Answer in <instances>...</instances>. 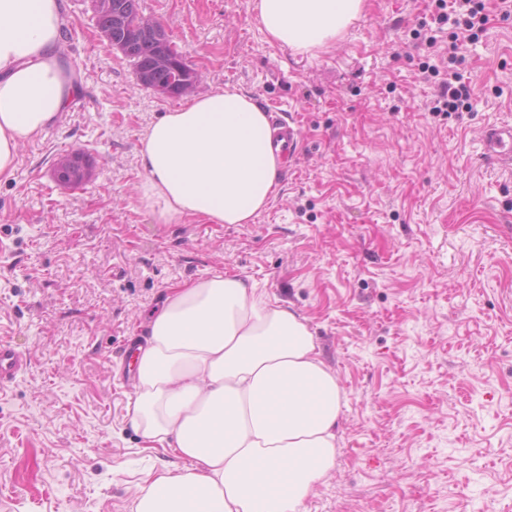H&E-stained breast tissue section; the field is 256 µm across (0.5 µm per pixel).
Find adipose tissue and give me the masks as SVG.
<instances>
[{"label":"adipose tissue","mask_w":512,"mask_h":512,"mask_svg":"<svg viewBox=\"0 0 512 512\" xmlns=\"http://www.w3.org/2000/svg\"><path fill=\"white\" fill-rule=\"evenodd\" d=\"M364 0H250L267 38L331 46ZM63 0H0V180L76 91L60 56ZM138 200L164 224H248L278 187L266 112L217 88L162 114L138 153ZM131 423L182 468L152 470L134 512H306L334 466L341 389L305 320L254 284L215 274L169 288L134 357Z\"/></svg>","instance_id":"ef3b65f1"}]
</instances>
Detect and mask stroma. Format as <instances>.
Segmentation results:
<instances>
[{"mask_svg": "<svg viewBox=\"0 0 512 512\" xmlns=\"http://www.w3.org/2000/svg\"><path fill=\"white\" fill-rule=\"evenodd\" d=\"M249 0H139L198 71L292 116L296 156L251 224L160 223L136 200L147 127L179 108L138 85L86 0H65L79 93L0 181V341L27 360L0 384V512H134L142 450L117 369L174 284L254 282L306 318L342 389L334 468L307 512H512V17L461 51L470 111L433 113L425 0H365L336 44L269 43ZM90 161L61 189L53 163ZM483 138L486 150L512 163V126L488 127Z\"/></svg>", "mask_w": 512, "mask_h": 512, "instance_id": "35a3bbf8", "label": "stroma"}]
</instances>
